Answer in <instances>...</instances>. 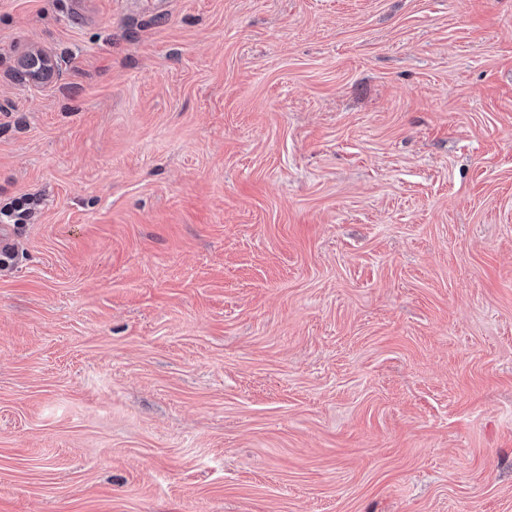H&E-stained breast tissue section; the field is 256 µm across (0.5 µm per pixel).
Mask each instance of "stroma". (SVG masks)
<instances>
[{"instance_id":"obj_1","label":"stroma","mask_w":512,"mask_h":512,"mask_svg":"<svg viewBox=\"0 0 512 512\" xmlns=\"http://www.w3.org/2000/svg\"><path fill=\"white\" fill-rule=\"evenodd\" d=\"M23 196L0 512H512V0H0Z\"/></svg>"}]
</instances>
